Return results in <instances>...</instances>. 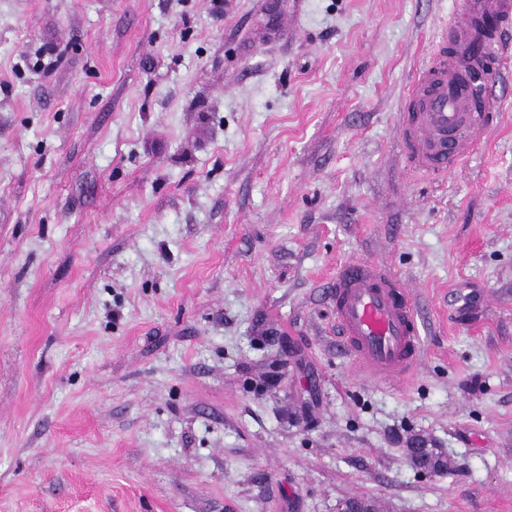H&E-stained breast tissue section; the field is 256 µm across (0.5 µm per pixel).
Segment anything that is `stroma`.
<instances>
[{"mask_svg": "<svg viewBox=\"0 0 512 512\" xmlns=\"http://www.w3.org/2000/svg\"><path fill=\"white\" fill-rule=\"evenodd\" d=\"M454 3L0 0V512H512V33L469 159L397 132ZM354 257L406 386L336 346ZM326 291L337 346L379 380L403 384L421 366L414 290L383 261L341 264Z\"/></svg>", "mask_w": 512, "mask_h": 512, "instance_id": "1", "label": "stroma"}]
</instances>
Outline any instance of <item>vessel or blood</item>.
<instances>
[{"label":"vessel or blood","instance_id":"vessel-or-blood-1","mask_svg":"<svg viewBox=\"0 0 512 512\" xmlns=\"http://www.w3.org/2000/svg\"><path fill=\"white\" fill-rule=\"evenodd\" d=\"M512 29V0H462L441 28L408 88L399 118L410 170L439 176L471 157L499 100L478 85ZM338 347L378 379L403 383L421 366L418 304L412 288L382 261L341 264L326 291Z\"/></svg>","mask_w":512,"mask_h":512}]
</instances>
